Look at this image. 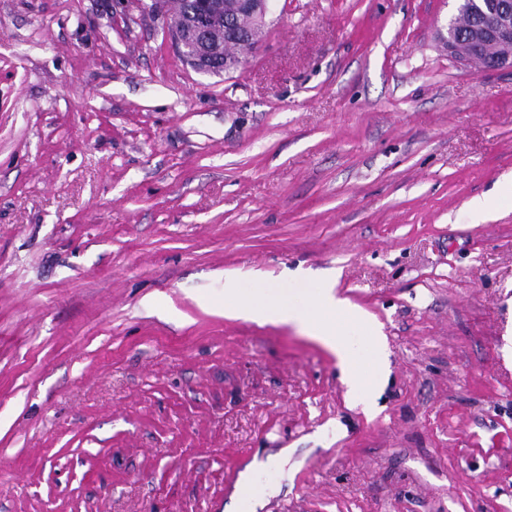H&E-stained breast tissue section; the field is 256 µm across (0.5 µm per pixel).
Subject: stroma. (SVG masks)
<instances>
[{
  "instance_id": "35a3bbf8",
  "label": "stroma",
  "mask_w": 512,
  "mask_h": 512,
  "mask_svg": "<svg viewBox=\"0 0 512 512\" xmlns=\"http://www.w3.org/2000/svg\"><path fill=\"white\" fill-rule=\"evenodd\" d=\"M455 0H275L231 74L140 0H0V512H512V71ZM494 207L476 221L469 203ZM385 338L374 412L256 275ZM476 8V20L467 23L469 16L464 9L462 19L467 24L459 23L457 14L447 23L446 35L440 34L448 54L465 65L472 64L488 46H512V1L478 0ZM173 20L172 23V39L175 43V46L181 56L186 60V62L194 68L196 71L201 73H213L216 70L213 68L209 56L204 52L203 54H197V53H185L184 49H190L191 51L193 48L191 47L190 43L193 41L189 38V35L184 34L182 31L178 30L176 28V24ZM258 287L253 292L240 288H224V312L258 323H300L290 293L283 288L265 283L260 275Z\"/></svg>"
}]
</instances>
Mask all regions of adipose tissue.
Masks as SVG:
<instances>
[{
    "label": "adipose tissue",
    "mask_w": 512,
    "mask_h": 512,
    "mask_svg": "<svg viewBox=\"0 0 512 512\" xmlns=\"http://www.w3.org/2000/svg\"><path fill=\"white\" fill-rule=\"evenodd\" d=\"M313 306L316 315L309 325L311 335L336 354L343 372V381L353 399L370 403L376 383L374 362L383 354L382 340L377 332L370 331L363 341L371 351L370 361L358 358L355 349L347 341L336 321L346 318L354 325H362L364 319L359 310L346 299L335 296L332 288H324ZM224 310L235 316L258 323L288 324L301 320L292 297L285 289L267 283H259L257 289L246 292L240 288H225Z\"/></svg>",
    "instance_id": "1"
}]
</instances>
